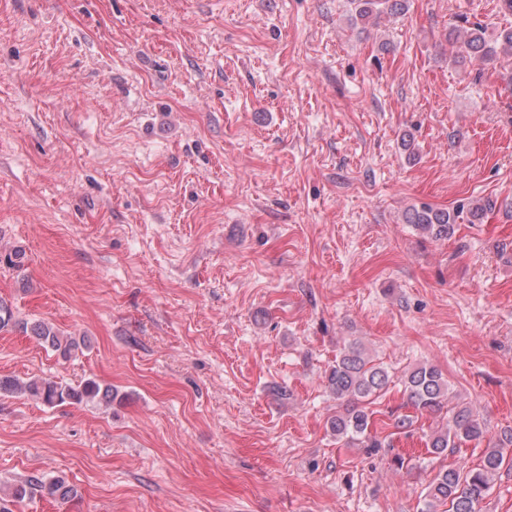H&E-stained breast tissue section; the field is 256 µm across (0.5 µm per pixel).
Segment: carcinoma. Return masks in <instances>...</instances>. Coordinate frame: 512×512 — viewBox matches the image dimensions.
<instances>
[{"instance_id": "carcinoma-1", "label": "carcinoma", "mask_w": 512, "mask_h": 512, "mask_svg": "<svg viewBox=\"0 0 512 512\" xmlns=\"http://www.w3.org/2000/svg\"><path fill=\"white\" fill-rule=\"evenodd\" d=\"M405 0H353L356 16L364 21L378 20L388 12H397ZM448 41L455 48L453 61L463 63L472 57L482 59L496 55V45L485 37V28L479 23L459 29L452 28ZM485 208H457L454 211L434 209L427 205L411 209L406 223L440 240L454 231L455 224L469 214L468 222L483 217ZM25 254L21 250L0 254V268L19 272L24 267ZM18 328L31 332L44 347L69 359L87 347L81 337L65 336L53 325L37 321L20 323L12 308L0 300V331ZM326 388L344 406L343 411L331 418L330 428L338 439L356 442L369 451L385 447L384 442L372 433L373 411L369 405L388 389L391 375L388 368L373 359L363 345L352 343L346 347L326 371ZM403 386L407 400L421 414L440 411L450 400V384L443 373L430 364L419 365L404 374ZM26 394L48 407L81 405L94 401L111 404L115 399L112 386L103 385L95 378H88L78 386H72L50 378H34L21 382L13 377H0V395ZM489 438L492 446L486 449L481 464L473 469L447 468L440 471L429 484L426 497L428 504L448 506L446 512H481V503L490 490V481L505 467H512V428L489 435V430L467 406L451 409L446 428L430 436L426 448L432 454H443L461 444ZM35 493L47 494L62 500L75 496V489L61 478L44 479L37 475L13 484L8 497H2L0 512H11L7 500L21 501Z\"/></svg>"}]
</instances>
